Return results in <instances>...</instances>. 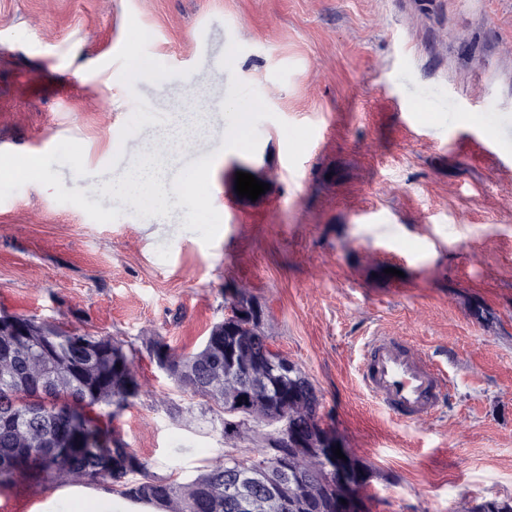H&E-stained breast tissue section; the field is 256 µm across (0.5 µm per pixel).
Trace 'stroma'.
I'll return each instance as SVG.
<instances>
[{
  "label": "stroma",
  "mask_w": 512,
  "mask_h": 512,
  "mask_svg": "<svg viewBox=\"0 0 512 512\" xmlns=\"http://www.w3.org/2000/svg\"><path fill=\"white\" fill-rule=\"evenodd\" d=\"M134 56L154 78L133 80ZM197 88L214 138L173 184L206 169L208 208L161 221L96 193ZM228 102L253 109L246 151L224 148ZM0 160V309L133 353L142 392L112 426L153 478L226 446L222 410L146 345L192 351L238 285L369 468L363 512L512 497V0H0ZM238 164L268 188L231 212ZM384 332L445 363L436 418L399 422L362 390ZM102 493L151 512L102 479L3 483L0 512Z\"/></svg>",
  "instance_id": "1"
}]
</instances>
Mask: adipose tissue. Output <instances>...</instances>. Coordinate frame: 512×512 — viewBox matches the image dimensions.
<instances>
[{
  "label": "adipose tissue",
  "instance_id": "ef3b65f1",
  "mask_svg": "<svg viewBox=\"0 0 512 512\" xmlns=\"http://www.w3.org/2000/svg\"><path fill=\"white\" fill-rule=\"evenodd\" d=\"M212 135L211 114L206 94L197 91L192 107L173 113L170 122L162 127L130 164L125 174L132 187L124 196L125 205L140 206L142 198H149L155 214H165L177 207L190 210L201 208L198 195L179 191L168 196L165 187L172 172L184 154L192 149L202 150Z\"/></svg>",
  "mask_w": 512,
  "mask_h": 512
}]
</instances>
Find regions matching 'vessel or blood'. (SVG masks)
I'll list each match as a JSON object with an SVG mask.
<instances>
[{"instance_id":"b4317fda","label":"vessel or blood","mask_w":512,"mask_h":512,"mask_svg":"<svg viewBox=\"0 0 512 512\" xmlns=\"http://www.w3.org/2000/svg\"><path fill=\"white\" fill-rule=\"evenodd\" d=\"M361 386L398 421L415 424L437 415L451 394L445 370L421 357L406 339L374 336L359 365Z\"/></svg>"}]
</instances>
